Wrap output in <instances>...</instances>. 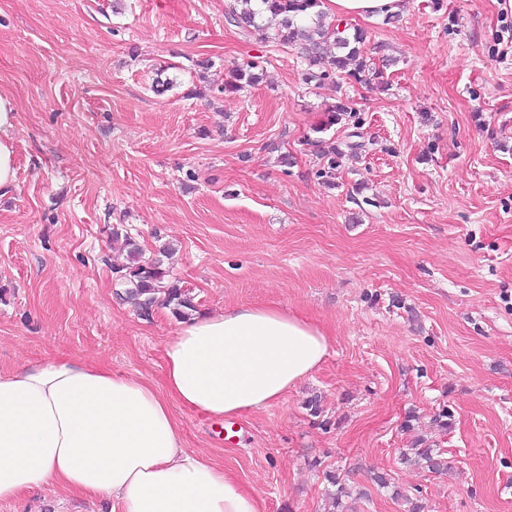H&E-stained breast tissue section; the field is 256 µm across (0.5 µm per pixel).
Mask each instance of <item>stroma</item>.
Here are the masks:
<instances>
[{
    "instance_id": "35a3bbf8",
    "label": "stroma",
    "mask_w": 512,
    "mask_h": 512,
    "mask_svg": "<svg viewBox=\"0 0 512 512\" xmlns=\"http://www.w3.org/2000/svg\"><path fill=\"white\" fill-rule=\"evenodd\" d=\"M228 11L0 0V93L18 112L16 181L0 194V373L74 356L163 390L179 321L124 300L117 224L145 254L174 248L165 265L198 310L276 304L328 333L321 366L263 411L173 410L184 447L264 512H329V470L350 492L342 512H407L409 495L426 512H512V0L351 18L368 56L393 60L370 87L307 80L295 50ZM247 62L261 81L225 90ZM159 77L173 82L160 95ZM341 99L352 111L328 125ZM318 139L338 151L331 186ZM418 439L447 471L403 460ZM112 508L59 486L0 501Z\"/></svg>"
}]
</instances>
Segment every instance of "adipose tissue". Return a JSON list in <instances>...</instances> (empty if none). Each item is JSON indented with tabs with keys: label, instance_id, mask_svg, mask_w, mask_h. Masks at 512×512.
Segmentation results:
<instances>
[{
	"label": "adipose tissue",
	"instance_id": "ef3b65f1",
	"mask_svg": "<svg viewBox=\"0 0 512 512\" xmlns=\"http://www.w3.org/2000/svg\"><path fill=\"white\" fill-rule=\"evenodd\" d=\"M12 99L0 94V191L16 181ZM327 332L277 305L197 313L166 344L165 389L78 358L0 374V501L45 485L122 512H263L252 489L182 443L172 408L213 418L266 409L312 375Z\"/></svg>",
	"mask_w": 512,
	"mask_h": 512
}]
</instances>
